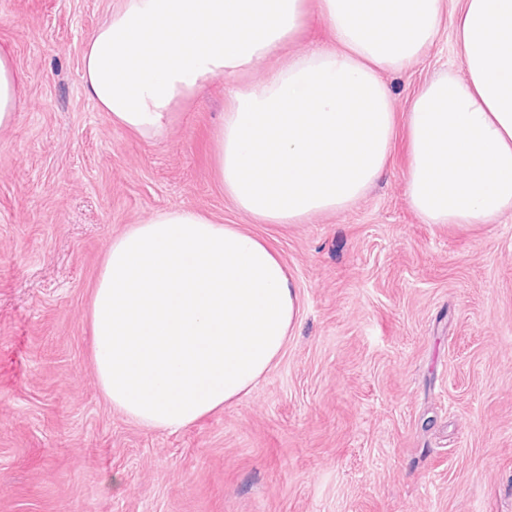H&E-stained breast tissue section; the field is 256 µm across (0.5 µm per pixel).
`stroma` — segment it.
Listing matches in <instances>:
<instances>
[{"mask_svg":"<svg viewBox=\"0 0 512 512\" xmlns=\"http://www.w3.org/2000/svg\"><path fill=\"white\" fill-rule=\"evenodd\" d=\"M113 0H0L18 110L0 129V512H512V219L425 224L397 136L350 209L256 224L216 176L225 79L158 139L86 97ZM463 68L450 32L385 73L397 118ZM279 251L298 321L239 401L175 432L112 407L90 309L113 237L162 211Z\"/></svg>","mask_w":512,"mask_h":512,"instance_id":"1","label":"stroma"}]
</instances>
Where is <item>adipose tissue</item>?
<instances>
[{
    "label": "adipose tissue",
    "instance_id": "obj_1",
    "mask_svg": "<svg viewBox=\"0 0 512 512\" xmlns=\"http://www.w3.org/2000/svg\"><path fill=\"white\" fill-rule=\"evenodd\" d=\"M330 39L287 45L311 20ZM464 67L406 115V194L427 224L512 216V0H116L82 52V85L114 124L164 136L176 109L232 80L217 132L224 194L257 224L349 209L383 174L396 115L383 80L444 28ZM262 79H251L258 65ZM298 314L280 254L238 224L164 211L115 236L94 290L100 387L140 425L175 430L249 394Z\"/></svg>",
    "mask_w": 512,
    "mask_h": 512
}]
</instances>
